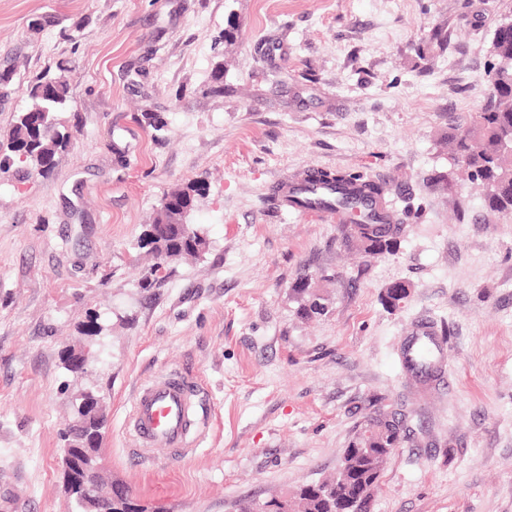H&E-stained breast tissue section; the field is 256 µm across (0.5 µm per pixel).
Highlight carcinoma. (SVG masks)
<instances>
[{"label": "carcinoma", "instance_id": "carcinoma-1", "mask_svg": "<svg viewBox=\"0 0 512 512\" xmlns=\"http://www.w3.org/2000/svg\"><path fill=\"white\" fill-rule=\"evenodd\" d=\"M491 92L482 111L452 129L448 137L455 146V161L472 181L485 189L488 206L505 216L512 215V151L504 142L512 138V33H501L491 43ZM69 81L41 77L30 90L32 104L16 119L7 140L0 142V174L26 181L38 174L50 175L58 151L68 143V135L57 126L55 113L66 103ZM310 184L322 185L336 192V204L350 211L349 223L341 225L342 245L356 248L369 255L392 254L403 233L401 217L388 210H378L372 204L386 199L387 184L368 178L359 172L318 170L307 176ZM154 224H167L170 235L162 240L142 238L140 247L156 258L145 275L148 285L160 284L167 276L157 277L158 268L169 270V263L184 257H199L208 249V241L193 225L186 222L179 210L162 203L153 217ZM313 274L301 276L293 291L300 301L299 312L305 317L321 315L326 306L323 298L311 288ZM407 369L415 374L437 377L439 363L423 365L404 351ZM384 398L374 396L369 401L370 412L351 445L343 451L348 463L346 480L362 488L359 501L351 502L352 490L336 480L302 485L291 492L257 502L244 499L237 512H372L375 488L388 453L383 448L407 437L405 419L389 412ZM82 427L63 431L61 440L77 443L81 437L105 425V410L91 404L78 408ZM80 512H162L141 504L128 487L122 485L104 497L88 501Z\"/></svg>", "mask_w": 512, "mask_h": 512}]
</instances>
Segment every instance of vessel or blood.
<instances>
[{
  "label": "vessel or blood",
  "mask_w": 512,
  "mask_h": 512,
  "mask_svg": "<svg viewBox=\"0 0 512 512\" xmlns=\"http://www.w3.org/2000/svg\"><path fill=\"white\" fill-rule=\"evenodd\" d=\"M278 204L284 210L333 224L347 221V212L336 205L335 193L311 192L304 183L285 181L277 185ZM197 384L172 372L142 386L135 394L130 425L136 447L168 448L183 457L192 450V436L202 418Z\"/></svg>",
  "instance_id": "b4317fda"
}]
</instances>
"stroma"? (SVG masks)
I'll return each mask as SVG.
<instances>
[{"mask_svg":"<svg viewBox=\"0 0 512 512\" xmlns=\"http://www.w3.org/2000/svg\"><path fill=\"white\" fill-rule=\"evenodd\" d=\"M510 20L512 0H0V139L38 76L71 86L50 176L0 175V512H77L59 434L87 391L106 405L107 476L163 512H236L329 476L375 395L408 437L373 512H512V217L445 142L486 103ZM436 27L449 46L418 58ZM311 169L387 182L396 252L347 249L339 225L271 201ZM197 180L209 247L145 286L144 226ZM306 271L330 276L313 321L293 292ZM396 280L412 288L391 312ZM422 321L446 331L426 389L401 357ZM173 370L202 381L208 426L192 455L138 457L134 391Z\"/></svg>","mask_w":512,"mask_h":512,"instance_id":"1","label":"stroma"}]
</instances>
